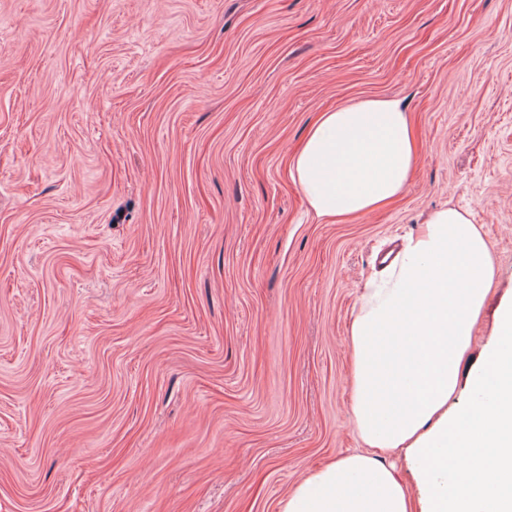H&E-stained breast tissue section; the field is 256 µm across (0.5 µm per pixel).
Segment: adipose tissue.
I'll return each instance as SVG.
<instances>
[{
    "label": "adipose tissue",
    "mask_w": 512,
    "mask_h": 512,
    "mask_svg": "<svg viewBox=\"0 0 512 512\" xmlns=\"http://www.w3.org/2000/svg\"><path fill=\"white\" fill-rule=\"evenodd\" d=\"M420 162L400 100L366 98L320 113L290 160L318 218L374 212L410 187ZM495 279L481 225L437 211L370 280L348 344L353 415L364 452L311 470L281 512H512V300L468 378L471 401L449 410ZM402 455L407 488L381 454Z\"/></svg>",
    "instance_id": "1"
}]
</instances>
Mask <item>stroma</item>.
Listing matches in <instances>:
<instances>
[{
	"label": "stroma",
	"mask_w": 512,
	"mask_h": 512,
	"mask_svg": "<svg viewBox=\"0 0 512 512\" xmlns=\"http://www.w3.org/2000/svg\"><path fill=\"white\" fill-rule=\"evenodd\" d=\"M394 96L400 199L316 220L318 113ZM512 295V0H0V512H280L359 449L348 330L447 206Z\"/></svg>",
	"instance_id": "35a3bbf8"
}]
</instances>
